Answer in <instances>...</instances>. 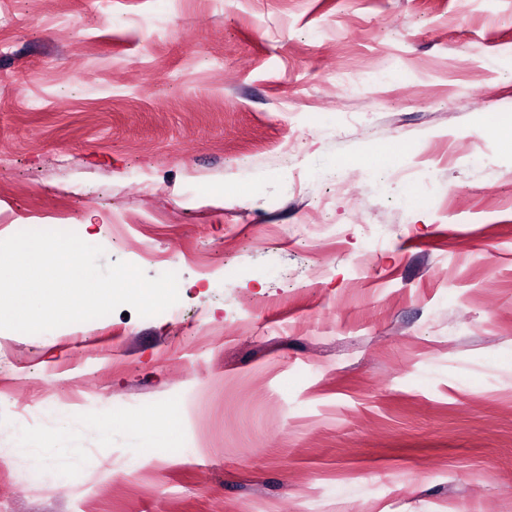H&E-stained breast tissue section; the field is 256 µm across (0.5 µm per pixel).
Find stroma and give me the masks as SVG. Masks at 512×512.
Instances as JSON below:
<instances>
[{"label":"stroma","mask_w":512,"mask_h":512,"mask_svg":"<svg viewBox=\"0 0 512 512\" xmlns=\"http://www.w3.org/2000/svg\"><path fill=\"white\" fill-rule=\"evenodd\" d=\"M0 14V239L179 254L176 315L0 329V512H512V0Z\"/></svg>","instance_id":"obj_1"}]
</instances>
